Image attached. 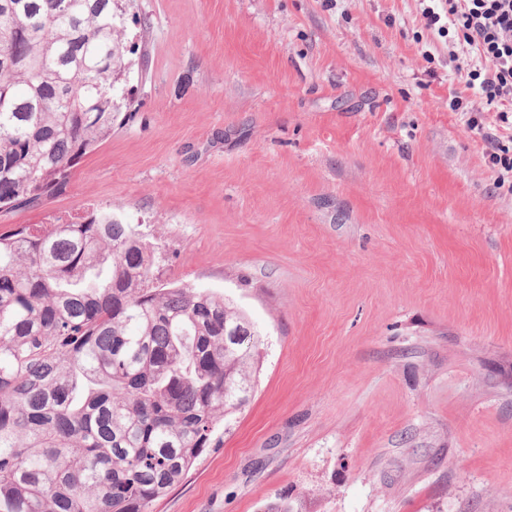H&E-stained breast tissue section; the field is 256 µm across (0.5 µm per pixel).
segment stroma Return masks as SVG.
<instances>
[{
	"instance_id": "obj_1",
	"label": "stroma",
	"mask_w": 512,
	"mask_h": 512,
	"mask_svg": "<svg viewBox=\"0 0 512 512\" xmlns=\"http://www.w3.org/2000/svg\"><path fill=\"white\" fill-rule=\"evenodd\" d=\"M421 0H131L129 120L0 230L112 207L261 332L153 512H512V195Z\"/></svg>"
}]
</instances>
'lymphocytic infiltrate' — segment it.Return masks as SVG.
I'll return each mask as SVG.
<instances>
[{"mask_svg": "<svg viewBox=\"0 0 512 512\" xmlns=\"http://www.w3.org/2000/svg\"><path fill=\"white\" fill-rule=\"evenodd\" d=\"M425 17L439 33L471 48L456 71L474 99L467 104L454 95L453 108L473 111L469 124L487 146L496 187L512 188V0H437ZM487 112L493 124L483 123Z\"/></svg>", "mask_w": 512, "mask_h": 512, "instance_id": "f902f5d3", "label": "lymphocytic infiltrate"}]
</instances>
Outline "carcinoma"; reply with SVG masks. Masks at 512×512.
I'll list each match as a JSON object with an SVG mask.
<instances>
[{"label":"carcinoma","instance_id":"carcinoma-1","mask_svg":"<svg viewBox=\"0 0 512 512\" xmlns=\"http://www.w3.org/2000/svg\"><path fill=\"white\" fill-rule=\"evenodd\" d=\"M125 11L0 0V210L55 195L112 135ZM157 250L110 208L0 232V512H153L248 403L254 324L157 280Z\"/></svg>","mask_w":512,"mask_h":512}]
</instances>
